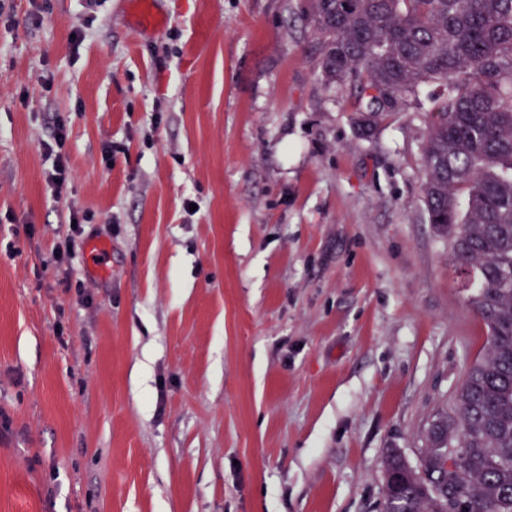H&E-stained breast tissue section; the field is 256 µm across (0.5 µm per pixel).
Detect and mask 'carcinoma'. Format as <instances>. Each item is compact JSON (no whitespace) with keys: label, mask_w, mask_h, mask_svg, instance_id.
Segmentation results:
<instances>
[{"label":"carcinoma","mask_w":512,"mask_h":512,"mask_svg":"<svg viewBox=\"0 0 512 512\" xmlns=\"http://www.w3.org/2000/svg\"><path fill=\"white\" fill-rule=\"evenodd\" d=\"M309 10L318 76L348 90L362 132L396 112L431 113L428 221L487 327L418 462L386 450L382 512H512V0H310ZM424 85L437 91L423 99Z\"/></svg>","instance_id":"1"}]
</instances>
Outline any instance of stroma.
Wrapping results in <instances>:
<instances>
[{
	"instance_id": "1",
	"label": "stroma",
	"mask_w": 512,
	"mask_h": 512,
	"mask_svg": "<svg viewBox=\"0 0 512 512\" xmlns=\"http://www.w3.org/2000/svg\"><path fill=\"white\" fill-rule=\"evenodd\" d=\"M152 2L0 0V512H380L486 340L429 117L361 135L308 0ZM66 131L63 125H58L54 133L55 147L48 145L46 155L53 156L50 169L46 171V178L53 186L57 197H61L68 188V154L65 151Z\"/></svg>"
}]
</instances>
